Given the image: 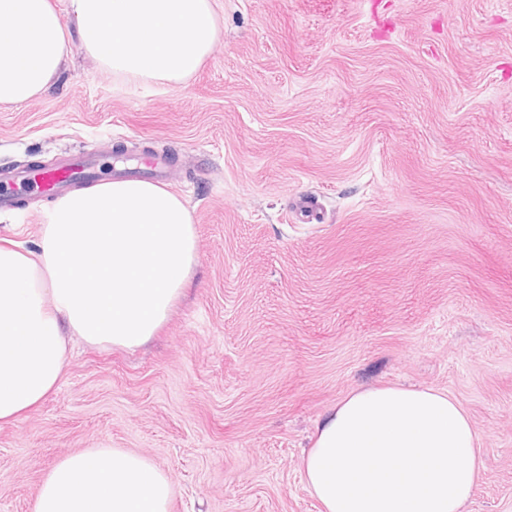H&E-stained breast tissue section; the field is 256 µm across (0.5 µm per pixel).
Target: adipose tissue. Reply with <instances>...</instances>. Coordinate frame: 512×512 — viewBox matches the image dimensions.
<instances>
[{
  "mask_svg": "<svg viewBox=\"0 0 512 512\" xmlns=\"http://www.w3.org/2000/svg\"><path fill=\"white\" fill-rule=\"evenodd\" d=\"M219 31L214 0H0V104L45 93L76 50L128 88L179 85ZM195 261L187 206L142 180L57 198L35 249L0 239V425L56 390L69 338L145 343ZM302 468L324 512H461L481 481L482 441L448 392L359 389L320 421ZM172 497L147 458L100 446L57 462L34 512H169Z\"/></svg>",
  "mask_w": 512,
  "mask_h": 512,
  "instance_id": "obj_1",
  "label": "adipose tissue"
}]
</instances>
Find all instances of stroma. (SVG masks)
I'll list each match as a JSON object with an SVG mask.
<instances>
[{"label":"stroma","mask_w":512,"mask_h":512,"mask_svg":"<svg viewBox=\"0 0 512 512\" xmlns=\"http://www.w3.org/2000/svg\"><path fill=\"white\" fill-rule=\"evenodd\" d=\"M181 85L132 91L80 52L0 105V167L92 151L173 160L191 284L142 347L76 345L0 426V512L64 456L138 452L170 512H322L302 454L372 386L444 390L482 439L463 512H512V0H214ZM32 246L50 196L14 189Z\"/></svg>","instance_id":"1"}]
</instances>
